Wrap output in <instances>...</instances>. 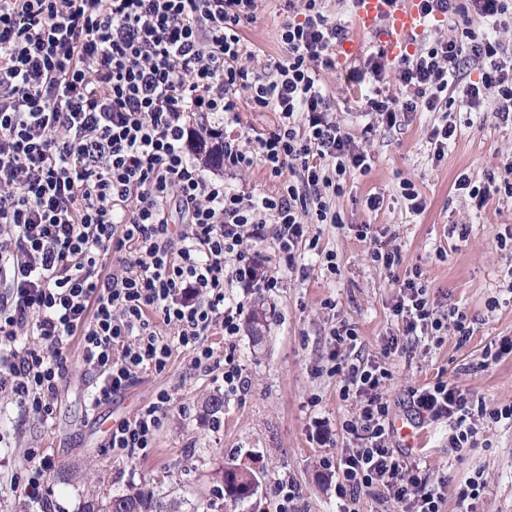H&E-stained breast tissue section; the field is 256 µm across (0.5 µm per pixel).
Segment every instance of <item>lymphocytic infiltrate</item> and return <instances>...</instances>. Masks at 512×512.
I'll return each instance as SVG.
<instances>
[{
    "label": "lymphocytic infiltrate",
    "instance_id": "1",
    "mask_svg": "<svg viewBox=\"0 0 512 512\" xmlns=\"http://www.w3.org/2000/svg\"><path fill=\"white\" fill-rule=\"evenodd\" d=\"M259 2L0 0V388L25 411L51 417L73 336L93 373L92 410L142 373L165 371L177 345L192 350L195 367L223 366L228 388L245 386L241 366L208 342L239 332L234 287L248 294L307 277L302 254L320 249L311 225L341 223L330 200L371 161L324 83L349 25L325 0H284L287 58L263 76L247 65L242 36ZM420 9L427 26L450 33L398 60L413 93L402 109L380 85L383 53L347 74L366 88L367 131L421 106L449 112L468 62L478 72L462 87L470 108L493 98L496 118L512 123V0H420ZM243 98L277 113L276 128L225 134ZM192 145L223 154L228 170L261 163L280 187L257 196L232 185L188 157ZM455 187L479 209L494 194L512 198V156L483 185L462 174ZM263 245L275 260L268 272ZM391 312L402 334L388 337L380 361L361 354L355 326L329 331V372L342 400L356 403L341 424L346 450L323 461L338 476L339 512H355L364 494L399 512H441L445 502L447 479L430 480L392 445L384 360L403 336L440 344L451 332L462 345L473 331L459 308L430 302L417 266L399 280ZM22 335L38 346L16 348ZM409 403L420 422L446 421L458 449L476 447L480 422H512V404L487 408L440 379L412 389ZM171 404L162 390L116 421L113 455L152 447Z\"/></svg>",
    "mask_w": 512,
    "mask_h": 512
}]
</instances>
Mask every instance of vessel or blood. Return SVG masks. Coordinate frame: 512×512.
I'll return each mask as SVG.
<instances>
[{
	"label": "vessel or blood",
	"instance_id": "b4317fda",
	"mask_svg": "<svg viewBox=\"0 0 512 512\" xmlns=\"http://www.w3.org/2000/svg\"><path fill=\"white\" fill-rule=\"evenodd\" d=\"M420 0H355L353 35L336 47L339 59H350L362 51L366 37H373L390 57L410 52L425 27Z\"/></svg>",
	"mask_w": 512,
	"mask_h": 512
}]
</instances>
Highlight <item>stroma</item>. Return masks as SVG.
Masks as SVG:
<instances>
[{
    "instance_id": "obj_1",
    "label": "stroma",
    "mask_w": 512,
    "mask_h": 512,
    "mask_svg": "<svg viewBox=\"0 0 512 512\" xmlns=\"http://www.w3.org/2000/svg\"><path fill=\"white\" fill-rule=\"evenodd\" d=\"M285 20L278 0H263L256 20L243 27L255 70L273 72L284 60L278 34ZM324 81L345 131L365 141L371 168L349 176L343 195L332 198L342 225L310 227L324 252L335 254V269L308 252L303 259L307 278L288 276L282 288L246 298L244 314L260 304L269 316L261 345H253L244 329L229 339L212 336L214 348L241 365L247 388L225 391L213 375L194 367L190 350L177 346L166 371L141 374L122 396L90 412L85 399L93 376L81 360L78 338H70L65 344L68 370L51 419L44 422L24 413L9 393L0 391V433L9 440L8 447H0V512H32L18 482L32 448L54 463L42 487L52 512H83L91 495L108 498L142 484L181 499L182 512H278L274 485L279 479L296 484L299 512H337V476L322 469L319 460L343 450L341 424L354 407L341 400L338 379L328 372L327 334L335 323L352 324L363 354L377 359L387 338L397 333L391 314L397 290L388 273L370 259L376 247L399 249L402 268L420 266L431 301L455 305L474 328L464 346L450 336L439 346L408 344L386 359L392 378L385 392L395 417L407 416L411 388L440 377L454 380L487 407L512 403V356L480 366L486 344L512 336V278L507 275L512 249L495 240L512 226V198L494 195L479 210L455 188L459 174L484 183L500 158L512 156V125L496 118L494 99H486L478 114L465 101H455L450 119L457 138L436 162L427 133L440 123V113L417 112L399 126L369 133L360 90L348 83L345 70L326 74ZM406 179L425 200L421 213L407 208L400 188ZM374 194L383 204L372 211L366 200ZM359 224L374 225L378 239L358 240ZM456 224L469 226L467 239L452 234ZM492 300L497 303L493 309L488 306ZM163 389L172 395L173 408L153 446L114 456L108 446L112 424ZM212 395L224 399L215 418L204 411ZM318 418L327 420L331 431L323 443L313 437ZM425 431L426 443L415 459L430 478L447 476L442 512H462L457 489L478 471L486 482L478 512H512V423L482 427L480 447L461 452L451 448L447 424L430 423ZM245 458L257 461L262 476L255 495L234 506L221 493L219 475L227 463Z\"/></svg>"
}]
</instances>
